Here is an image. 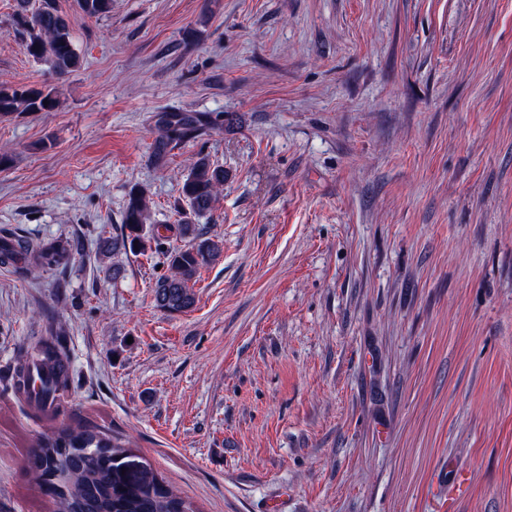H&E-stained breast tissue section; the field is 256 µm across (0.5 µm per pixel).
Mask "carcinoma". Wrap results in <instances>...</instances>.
Here are the masks:
<instances>
[{
    "instance_id": "cac0c4a2",
    "label": "carcinoma",
    "mask_w": 512,
    "mask_h": 512,
    "mask_svg": "<svg viewBox=\"0 0 512 512\" xmlns=\"http://www.w3.org/2000/svg\"><path fill=\"white\" fill-rule=\"evenodd\" d=\"M15 24L28 56L63 77L80 65L70 22L56 0H16ZM77 10L90 18L112 11V0H75ZM57 98L52 88L28 87L0 82V116L49 112ZM198 119L183 112L159 115V135L154 158L164 161L169 146L189 138L197 130ZM228 178L224 167L206 156L190 164L181 186L188 209L176 224H151L149 198L145 190L129 192L120 235L103 242L101 256L111 253H140L159 243L162 233H170L184 244L166 251L168 272L153 287L155 306L170 314L185 313L196 304L194 285L201 269L212 264L224 251V242L197 227V218L209 213ZM83 245L73 239L58 238L40 247L23 239L0 243V264L66 265L81 254ZM25 352L30 362L39 363L52 375L43 389L44 400L60 409L68 399L73 378L66 346L54 325ZM136 455L112 432L93 423L61 427L42 436L27 455L32 478L52 500L55 512H196L192 502L172 491L145 466L135 463Z\"/></svg>"
}]
</instances>
